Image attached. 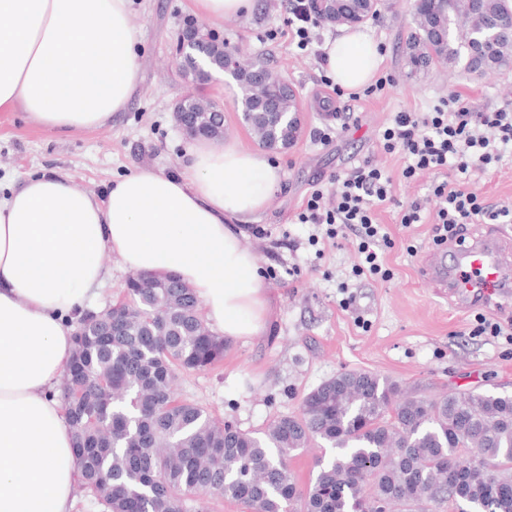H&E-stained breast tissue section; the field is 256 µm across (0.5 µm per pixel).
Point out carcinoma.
Listing matches in <instances>:
<instances>
[{
  "instance_id": "carcinoma-1",
  "label": "carcinoma",
  "mask_w": 512,
  "mask_h": 512,
  "mask_svg": "<svg viewBox=\"0 0 512 512\" xmlns=\"http://www.w3.org/2000/svg\"><path fill=\"white\" fill-rule=\"evenodd\" d=\"M496 2L485 0L479 12L456 0L449 14L442 0H422L407 64L480 74L511 65L512 39L499 40L492 62L467 49ZM186 33L184 78L225 70L233 50L224 41L204 23ZM232 78L254 142L290 147L301 126L282 75L255 59ZM268 100L278 111L263 110ZM214 107L191 93L177 105L192 115L189 134L221 140L224 118ZM227 349L193 290L170 275L135 274L121 299L79 319L60 398L80 485L101 512H209L210 502L226 499L242 512H512V394H405L376 373L349 370L308 392L299 413L250 432L174 397L179 373L212 367ZM314 445L334 455L316 460V478L302 487L288 460Z\"/></svg>"
}]
</instances>
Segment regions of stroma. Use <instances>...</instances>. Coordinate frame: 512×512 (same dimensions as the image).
I'll return each instance as SVG.
<instances>
[{"mask_svg": "<svg viewBox=\"0 0 512 512\" xmlns=\"http://www.w3.org/2000/svg\"><path fill=\"white\" fill-rule=\"evenodd\" d=\"M410 11L407 0H395L363 25V32L383 45L381 68L396 82L383 95L358 101L322 85L319 64L290 45L281 0H254L248 14L210 21L229 47L257 57L296 87L301 133L278 153L283 180L266 211L244 227L273 300L270 325L263 335L234 341L217 366L182 374L177 398L243 429L260 430L274 416L298 413L308 391L345 370L370 371L426 395L451 389L512 393V341L471 333L476 314L501 321L512 317V300L456 308L422 274V257L434 247L431 225L399 222V203L429 196L430 178L398 183L397 205L376 213L392 240L385 251L392 276L385 281L351 278L350 247L329 244L316 251L308 238L323 234V227L297 220L312 181L374 152L393 113L426 109L451 90L479 110L512 104V69L478 76L435 63L410 72L405 64ZM195 18L190 0H133L138 84L126 110L105 127L58 134L23 113L0 112V196L43 170L67 174L78 189L99 197L112 180L143 169L178 173L190 141L173 114L188 87L175 49L180 30ZM204 92L224 105L226 139L254 147L233 79L213 74ZM335 112L352 113L348 131L328 145L314 144V132L331 123Z\"/></svg>", "mask_w": 512, "mask_h": 512, "instance_id": "1", "label": "stroma"}]
</instances>
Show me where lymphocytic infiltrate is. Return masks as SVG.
I'll use <instances>...</instances> for the list:
<instances>
[{"label": "lymphocytic infiltrate", "instance_id": "lymphocytic-infiltrate-1", "mask_svg": "<svg viewBox=\"0 0 512 512\" xmlns=\"http://www.w3.org/2000/svg\"><path fill=\"white\" fill-rule=\"evenodd\" d=\"M286 9L292 42L302 53L323 61L324 36L311 17L305 0H287ZM386 154L399 153L407 160L401 171L406 182L427 174L446 173V180L434 183L436 202L433 242L464 241L468 225L508 220L512 207L494 205L476 189L461 186V179L483 174L512 157V105L489 112L473 111L469 99L457 92L438 98L425 112L394 113L379 141ZM333 207H326V196ZM393 180L374 157H366L344 174L316 180L298 215L302 224L326 225V235L344 240L354 248V276L389 279L391 272L382 261L390 239L382 233L375 211L393 202Z\"/></svg>", "mask_w": 512, "mask_h": 512}]
</instances>
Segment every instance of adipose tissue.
Instances as JSON below:
<instances>
[{"label": "adipose tissue", "instance_id": "1", "mask_svg": "<svg viewBox=\"0 0 512 512\" xmlns=\"http://www.w3.org/2000/svg\"><path fill=\"white\" fill-rule=\"evenodd\" d=\"M132 10V0H0V109L60 134L106 126L137 87ZM322 50L345 90L368 85L383 61L358 30ZM282 177L265 154L198 139L176 176L135 172L99 198L43 172L0 199V512H73L78 466L52 391L105 255L178 277L226 339L267 330L272 299L240 225Z\"/></svg>", "mask_w": 512, "mask_h": 512}]
</instances>
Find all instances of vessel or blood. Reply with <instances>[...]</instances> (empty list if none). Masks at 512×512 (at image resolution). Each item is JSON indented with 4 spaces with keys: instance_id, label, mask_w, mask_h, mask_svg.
Listing matches in <instances>:
<instances>
[{
    "instance_id": "obj_1",
    "label": "vessel or blood",
    "mask_w": 512,
    "mask_h": 512,
    "mask_svg": "<svg viewBox=\"0 0 512 512\" xmlns=\"http://www.w3.org/2000/svg\"><path fill=\"white\" fill-rule=\"evenodd\" d=\"M423 269L428 281L446 289L458 304L490 303L512 289V241L486 235L451 244L427 252Z\"/></svg>"
}]
</instances>
